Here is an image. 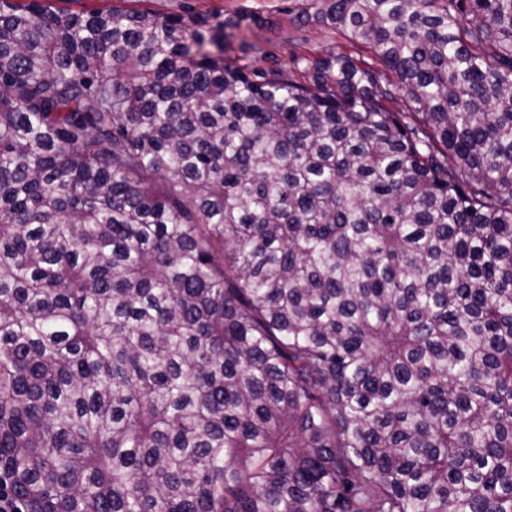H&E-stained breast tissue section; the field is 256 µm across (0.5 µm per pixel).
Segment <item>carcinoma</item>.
I'll list each match as a JSON object with an SVG mask.
<instances>
[{"instance_id":"obj_1","label":"carcinoma","mask_w":512,"mask_h":512,"mask_svg":"<svg viewBox=\"0 0 512 512\" xmlns=\"http://www.w3.org/2000/svg\"><path fill=\"white\" fill-rule=\"evenodd\" d=\"M301 22L357 55L304 83L222 23L0 0L30 512H512V0Z\"/></svg>"}]
</instances>
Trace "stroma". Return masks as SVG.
Instances as JSON below:
<instances>
[{"label":"stroma","mask_w":512,"mask_h":512,"mask_svg":"<svg viewBox=\"0 0 512 512\" xmlns=\"http://www.w3.org/2000/svg\"><path fill=\"white\" fill-rule=\"evenodd\" d=\"M138 8L223 23L226 58L258 70H296L306 58L347 52L350 42L334 29L301 24L315 0H138Z\"/></svg>","instance_id":"stroma-1"}]
</instances>
